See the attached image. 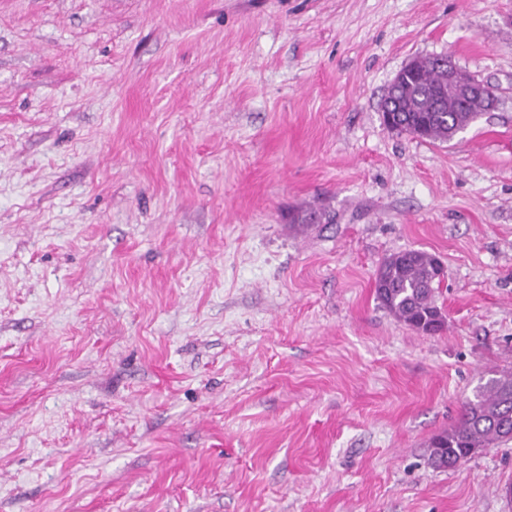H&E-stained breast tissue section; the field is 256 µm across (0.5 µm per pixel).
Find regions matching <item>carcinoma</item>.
I'll use <instances>...</instances> for the list:
<instances>
[{"label": "carcinoma", "mask_w": 512, "mask_h": 512, "mask_svg": "<svg viewBox=\"0 0 512 512\" xmlns=\"http://www.w3.org/2000/svg\"><path fill=\"white\" fill-rule=\"evenodd\" d=\"M436 90L441 91L438 99ZM390 95L404 111L390 113L388 128L440 142L449 141L452 131L465 129L479 115L491 111L496 101L489 88L485 96L461 106L443 71L433 67L401 80ZM375 282L381 305L412 329L427 335L444 330L436 299L442 280L433 255L420 250L394 253L380 265ZM511 440L512 372L501 371L478 387L454 425L432 437L429 461L435 468L454 467Z\"/></svg>", "instance_id": "carcinoma-1"}]
</instances>
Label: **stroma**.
Here are the masks:
<instances>
[{
    "mask_svg": "<svg viewBox=\"0 0 512 512\" xmlns=\"http://www.w3.org/2000/svg\"><path fill=\"white\" fill-rule=\"evenodd\" d=\"M443 54L496 109L388 129ZM510 369L512 0H0V512H512V441L428 462ZM438 278V279H436ZM436 258L420 250L391 254L376 273V297L381 305L417 332L435 335L444 330L437 293Z\"/></svg>",
    "mask_w": 512,
    "mask_h": 512,
    "instance_id": "1",
    "label": "stroma"
}]
</instances>
